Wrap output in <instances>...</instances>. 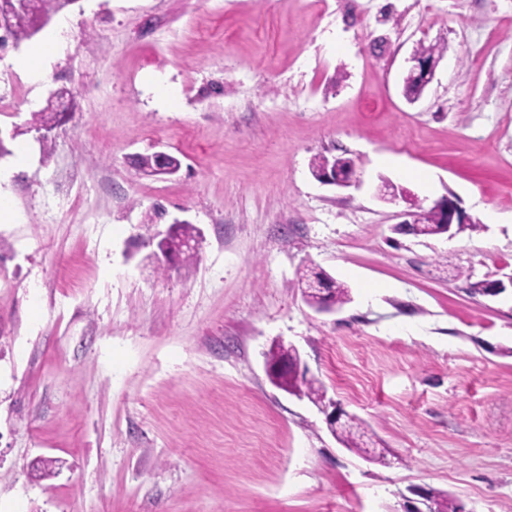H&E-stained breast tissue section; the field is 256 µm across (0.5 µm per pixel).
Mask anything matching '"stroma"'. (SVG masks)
Returning <instances> with one entry per match:
<instances>
[{
    "instance_id": "1",
    "label": "stroma",
    "mask_w": 512,
    "mask_h": 512,
    "mask_svg": "<svg viewBox=\"0 0 512 512\" xmlns=\"http://www.w3.org/2000/svg\"><path fill=\"white\" fill-rule=\"evenodd\" d=\"M62 17L39 83L13 65L34 41L0 53V512H405L420 488L512 512V288L472 291L512 276V0H77ZM421 43L443 56L411 104ZM63 89L41 145L27 123ZM157 151L177 173L137 169ZM318 155L353 159L351 185L314 178ZM450 194L479 229L398 231ZM177 220L194 259H153ZM307 266L349 301L316 312ZM276 341L388 465L271 382ZM325 283V288L331 290V296L334 298L336 304H344L349 300L348 288L343 284L336 282L331 277L323 272L316 271L314 268H309L302 271L299 279L303 295L306 301L312 305L317 303L319 286ZM330 427L332 432L336 434V437L346 448L368 456L375 453L374 449L370 450V444H373V442H371L370 437H367L364 424L356 417L353 416L348 422L340 426ZM364 438L367 440H364Z\"/></svg>"
}]
</instances>
